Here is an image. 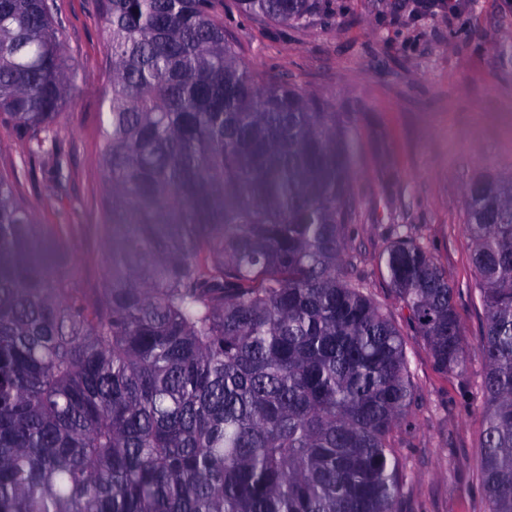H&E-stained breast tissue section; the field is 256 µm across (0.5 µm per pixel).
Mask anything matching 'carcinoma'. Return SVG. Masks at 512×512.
<instances>
[{
    "mask_svg": "<svg viewBox=\"0 0 512 512\" xmlns=\"http://www.w3.org/2000/svg\"><path fill=\"white\" fill-rule=\"evenodd\" d=\"M300 24L319 0H237ZM224 0H99L112 264L51 277L0 175V512H397L407 345L343 271L352 116L241 63ZM52 0H0V121L68 180L76 71ZM487 315L481 480L512 512V174L465 189ZM380 266L436 367L469 351L453 286L404 233Z\"/></svg>",
    "mask_w": 512,
    "mask_h": 512,
    "instance_id": "cac0c4a2",
    "label": "carcinoma"
}]
</instances>
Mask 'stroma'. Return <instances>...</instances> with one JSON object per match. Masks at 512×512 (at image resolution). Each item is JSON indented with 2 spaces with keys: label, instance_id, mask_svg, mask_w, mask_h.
<instances>
[{
  "label": "stroma",
  "instance_id": "obj_1",
  "mask_svg": "<svg viewBox=\"0 0 512 512\" xmlns=\"http://www.w3.org/2000/svg\"><path fill=\"white\" fill-rule=\"evenodd\" d=\"M57 5L63 51L77 70L74 103L56 121L69 179L56 186L46 160L24 159L22 132L5 123L0 173L16 178L40 226L39 252L66 239L65 274L97 288L108 262L100 119L109 57L97 0ZM223 21L255 73L352 113L346 254L369 294L404 325L379 264L399 225L430 249L456 290L469 346L464 373L438 370L423 337L407 338L415 395L393 433L407 473L399 512H489L480 485L486 314L474 294L463 194L478 173L512 170V0H320L297 26L255 20L224 0Z\"/></svg>",
  "mask_w": 512,
  "mask_h": 512
}]
</instances>
